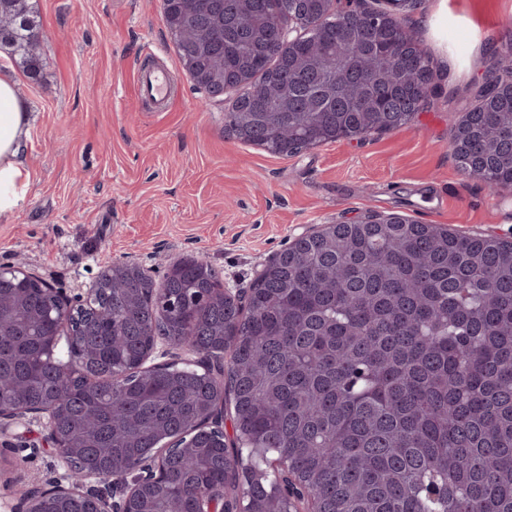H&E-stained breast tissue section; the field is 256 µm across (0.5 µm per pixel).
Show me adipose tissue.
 Segmentation results:
<instances>
[{
  "mask_svg": "<svg viewBox=\"0 0 512 512\" xmlns=\"http://www.w3.org/2000/svg\"><path fill=\"white\" fill-rule=\"evenodd\" d=\"M30 118L9 69L0 70V217L13 214L24 201L32 174L20 156L29 136Z\"/></svg>",
  "mask_w": 512,
  "mask_h": 512,
  "instance_id": "adipose-tissue-1",
  "label": "adipose tissue"
}]
</instances>
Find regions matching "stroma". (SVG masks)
<instances>
[{"instance_id": "35a3bbf8", "label": "stroma", "mask_w": 512, "mask_h": 512, "mask_svg": "<svg viewBox=\"0 0 512 512\" xmlns=\"http://www.w3.org/2000/svg\"><path fill=\"white\" fill-rule=\"evenodd\" d=\"M41 24V71L15 67L31 114L21 154L33 178L0 219V263L25 260L56 287L85 288L102 261L137 264L162 285L168 269L205 256L229 288L312 226L399 214L450 232L512 239V190H489L451 150L471 89L492 53L512 49V0H417L406 25L434 72L411 123L279 157L226 128L231 106L183 69L161 0H30ZM151 47L173 76L164 112L136 91ZM44 425L0 431V512L18 489L58 472Z\"/></svg>"}]
</instances>
